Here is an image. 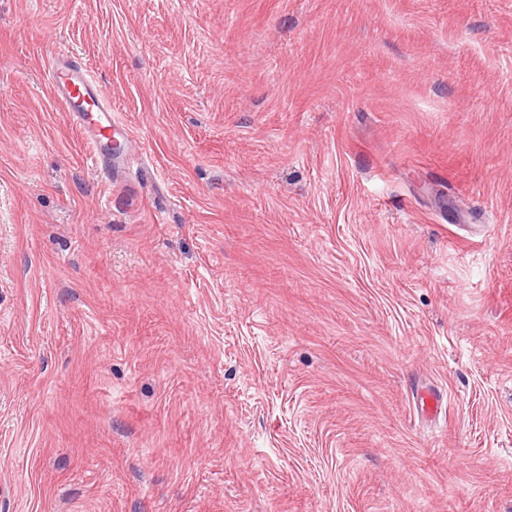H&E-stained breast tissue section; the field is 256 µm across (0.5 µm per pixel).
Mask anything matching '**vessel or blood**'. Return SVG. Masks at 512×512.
Returning <instances> with one entry per match:
<instances>
[{
  "mask_svg": "<svg viewBox=\"0 0 512 512\" xmlns=\"http://www.w3.org/2000/svg\"><path fill=\"white\" fill-rule=\"evenodd\" d=\"M47 83L52 98L63 106L88 143L87 162L111 174L110 144L121 122L112 112L109 93L78 60L59 50L49 65Z\"/></svg>",
  "mask_w": 512,
  "mask_h": 512,
  "instance_id": "vessel-or-blood-1",
  "label": "vessel or blood"
}]
</instances>
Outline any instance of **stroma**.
I'll return each instance as SVG.
<instances>
[{
    "instance_id": "1",
    "label": "stroma",
    "mask_w": 512,
    "mask_h": 512,
    "mask_svg": "<svg viewBox=\"0 0 512 512\" xmlns=\"http://www.w3.org/2000/svg\"><path fill=\"white\" fill-rule=\"evenodd\" d=\"M0 512H512V0H0ZM47 83L52 98L63 106L88 143L86 161L112 177V150L108 145L123 123L112 113L109 93L78 60L59 50L49 65Z\"/></svg>"
}]
</instances>
